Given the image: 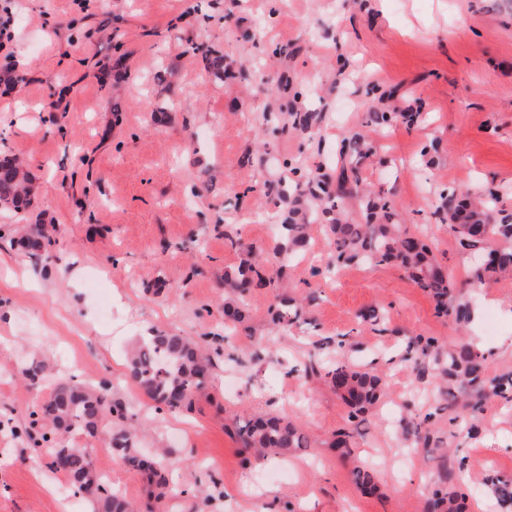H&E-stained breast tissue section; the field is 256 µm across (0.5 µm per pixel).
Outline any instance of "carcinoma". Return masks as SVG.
<instances>
[{
	"label": "carcinoma",
	"instance_id": "obj_1",
	"mask_svg": "<svg viewBox=\"0 0 512 512\" xmlns=\"http://www.w3.org/2000/svg\"><path fill=\"white\" fill-rule=\"evenodd\" d=\"M420 118L418 112H372V123L388 127L398 119L412 126ZM322 121L319 112H298L294 120L303 133L311 132ZM373 147L360 138L351 139L343 154L348 163L341 167L337 181L349 187L347 193L356 191L360 182V165ZM307 189L287 197L288 183L279 179L267 184V194L288 200V219L279 224V237L271 251L259 260L250 246L226 235L232 247L245 255L236 267L224 270L225 319L235 323L244 320V310L233 296L249 288L254 278L260 276L259 268L265 266L280 271L288 257L298 253L308 243L310 223L319 222L332 246L336 262L347 264L364 262L371 265L393 264L401 268L413 282L435 301L437 313L452 314L459 323L470 319V306L456 302L457 283L429 245L413 234L404 224L392 223L393 203L378 194L364 199L365 220L354 223L345 209L337 206L340 195L331 183L316 175L307 178ZM0 204L16 212L31 205L29 176L15 158L0 160ZM497 196L489 194L475 197L469 192L452 194L437 207L440 222L448 225L460 244L474 253H485L484 263L469 271L471 283L482 285L494 276H512V214L496 210ZM504 239L511 245L493 248L490 243ZM281 309L278 322L286 327L299 318L301 308L292 299L279 300ZM438 350L436 340L417 336L408 344L407 353L427 357ZM486 358L470 345L459 342L448 344V359L442 374L452 386L438 394L435 410L448 411L450 420L459 424L468 436L479 433L476 422L486 401L498 399L512 403V372L493 378L486 376ZM212 360L193 340L179 333L153 330L143 344L127 357L126 381L160 408L170 410L192 404L207 388ZM305 371L318 375L349 408L353 419L372 409L380 396L381 378L371 370H360L344 358L318 360L309 363ZM104 386H92L82 381L69 380L54 384L49 399L30 423L27 435L32 441V451H41L36 427L46 421L51 431L70 434L78 429L94 437L99 433L108 436L112 451L122 457L135 471L166 484L161 456L145 454L138 446L135 429L126 425L129 404L106 394ZM432 414L408 424L416 443L427 450L431 436L427 422ZM242 447L254 454L285 456L308 447L309 438L302 427L290 419L267 412L250 416L237 427ZM49 468L63 474L67 486L89 499L94 512H153L152 506L140 509L130 499L106 487L96 470L90 453L85 448L63 445L48 449ZM353 480L363 489L376 487V473L354 468ZM493 495L503 512H512V480L488 477ZM467 495L461 491L433 493L434 512H467Z\"/></svg>",
	"mask_w": 512,
	"mask_h": 512
}]
</instances>
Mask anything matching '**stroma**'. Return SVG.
<instances>
[{
    "label": "stroma",
    "mask_w": 512,
    "mask_h": 512,
    "mask_svg": "<svg viewBox=\"0 0 512 512\" xmlns=\"http://www.w3.org/2000/svg\"><path fill=\"white\" fill-rule=\"evenodd\" d=\"M0 0L15 38L6 52L26 86L0 93V153L24 161L32 206L24 220L0 209V512H90L62 496L63 479L23 434L54 381L89 369L113 397L134 403L140 445L167 448L169 479L203 498L152 500L153 488L120 457L114 486L154 512H427L446 487L443 450L466 459L470 512H499L483 475L512 477V410L486 403L473 439L447 417L430 424L437 451L409 455L404 418L424 417L433 373L406 359L415 337L483 350L488 375L512 372V279L465 284L470 254L440 225L443 194L494 193L512 214V0ZM223 56L206 69L203 49ZM66 97L51 120L49 102ZM421 107L413 127L370 125L371 112ZM323 115L292 128L294 108ZM374 146L362 190L388 196L394 220L424 231L470 301L468 323L437 314L395 266L328 269V240L286 264L296 294L311 295L288 330L273 323L276 288H250L247 320L226 325L224 271L269 251L283 203L264 196L283 163L298 180L335 176L345 139ZM52 234L48 258L22 237ZM78 273L76 286L64 278ZM383 317L385 334L356 337L350 362L382 379L377 409L350 419L342 400L302 370L321 341ZM206 339L219 349L209 387L192 408L155 411L125 385V354L150 330ZM49 361L53 381L20 365ZM286 416L310 444L288 459L246 465L237 419ZM352 433L344 457L327 443ZM375 468L379 489H357L354 467Z\"/></svg>",
    "instance_id": "stroma-1"
}]
</instances>
